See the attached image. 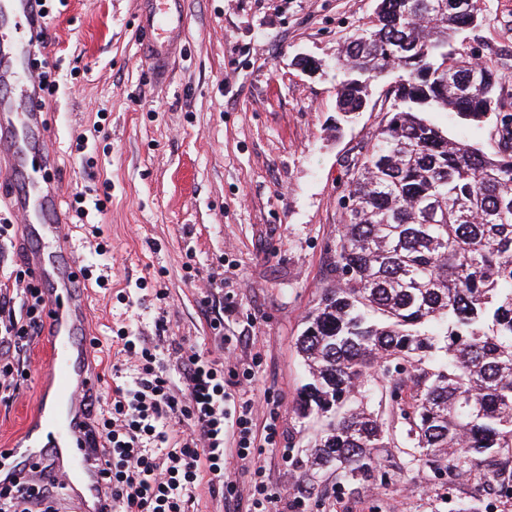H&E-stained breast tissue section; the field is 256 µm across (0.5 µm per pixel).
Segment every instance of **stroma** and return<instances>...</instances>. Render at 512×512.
Wrapping results in <instances>:
<instances>
[{
	"label": "stroma",
	"mask_w": 512,
	"mask_h": 512,
	"mask_svg": "<svg viewBox=\"0 0 512 512\" xmlns=\"http://www.w3.org/2000/svg\"><path fill=\"white\" fill-rule=\"evenodd\" d=\"M376 0H185L181 58L154 84L137 48L139 0H66L48 22L47 56L59 81L48 126L65 201L94 187L102 220L83 224L65 210L73 251L87 276L101 391L114 386L119 331L159 352L178 345L224 354V448L240 493L250 473L236 457L239 407L255 403L257 427L275 444L252 449L253 466L276 501L273 512H512V494L484 501L485 468L417 469L401 449L380 455L379 480L356 493L335 472L306 482L308 454L323 422L296 410L305 367L296 348L304 321L332 285L344 222L345 167L363 152L383 114L340 123L336 55ZM484 21L466 42L501 74L512 112V0H483ZM321 62L311 74L296 57ZM87 139L79 149V139ZM30 373L0 403V448L17 438L39 394L48 353L36 340ZM408 390L378 383L372 407L403 440Z\"/></svg>",
	"instance_id": "obj_1"
}]
</instances>
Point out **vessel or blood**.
Segmentation results:
<instances>
[{"mask_svg": "<svg viewBox=\"0 0 512 512\" xmlns=\"http://www.w3.org/2000/svg\"><path fill=\"white\" fill-rule=\"evenodd\" d=\"M33 3L0 0V26L14 31L0 40V169L13 186L16 250L50 299L44 322L50 361L46 398L12 446L0 448V483L55 477L65 482L73 512H103L105 479L85 428L88 399L100 382L87 365V298L76 288L83 269L63 232L59 165L48 147V101L34 63L51 32ZM185 33L184 0H140L139 52L156 83L166 82Z\"/></svg>", "mask_w": 512, "mask_h": 512, "instance_id": "1", "label": "vessel or blood"}]
</instances>
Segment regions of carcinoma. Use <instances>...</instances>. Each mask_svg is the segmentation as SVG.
I'll use <instances>...</instances> for the list:
<instances>
[{
  "label": "carcinoma",
  "instance_id": "obj_1",
  "mask_svg": "<svg viewBox=\"0 0 512 512\" xmlns=\"http://www.w3.org/2000/svg\"><path fill=\"white\" fill-rule=\"evenodd\" d=\"M482 20L481 0H378L336 58L346 117L388 80L383 119L346 167L336 286L297 340L299 410L329 419L308 471L349 486L374 479L390 447L371 405L381 363L411 388L409 463L484 461L512 485V113L498 70L466 49ZM433 112L490 127L496 149L456 141Z\"/></svg>",
  "mask_w": 512,
  "mask_h": 512
}]
</instances>
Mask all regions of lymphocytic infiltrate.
Masks as SVG:
<instances>
[{"instance_id": "lymphocytic-infiltrate-1", "label": "lymphocytic infiltrate", "mask_w": 512, "mask_h": 512, "mask_svg": "<svg viewBox=\"0 0 512 512\" xmlns=\"http://www.w3.org/2000/svg\"><path fill=\"white\" fill-rule=\"evenodd\" d=\"M47 303L42 288L26 283L0 292V351L21 354L41 336ZM138 373L115 386L91 427L102 445L109 512H185L201 472L224 477V360L204 358L181 346L173 350L182 379L174 388L156 348L118 334ZM189 423L190 432L179 431ZM157 451L149 453L144 439ZM62 481L20 482L0 487V512H62Z\"/></svg>"}]
</instances>
